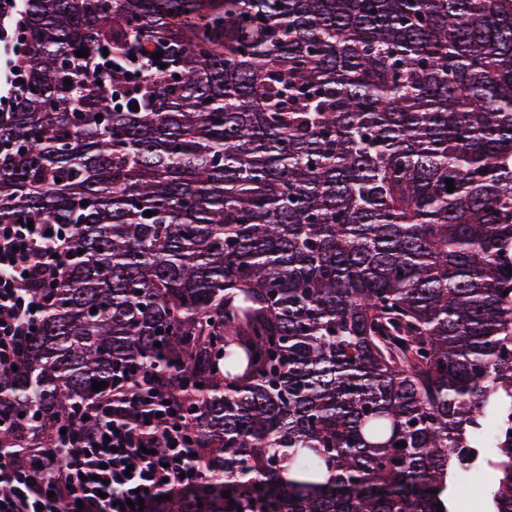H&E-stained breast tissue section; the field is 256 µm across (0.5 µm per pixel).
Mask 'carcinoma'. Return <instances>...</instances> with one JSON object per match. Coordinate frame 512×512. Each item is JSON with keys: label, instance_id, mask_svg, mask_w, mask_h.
<instances>
[{"label": "carcinoma", "instance_id": "1", "mask_svg": "<svg viewBox=\"0 0 512 512\" xmlns=\"http://www.w3.org/2000/svg\"><path fill=\"white\" fill-rule=\"evenodd\" d=\"M22 28L0 224L74 248L0 369V452L149 385L203 485L150 512H458L512 400V0H26ZM143 44L167 67L98 70Z\"/></svg>", "mask_w": 512, "mask_h": 512}]
</instances>
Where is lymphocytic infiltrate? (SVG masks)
<instances>
[{"mask_svg":"<svg viewBox=\"0 0 512 512\" xmlns=\"http://www.w3.org/2000/svg\"><path fill=\"white\" fill-rule=\"evenodd\" d=\"M20 49L0 35V110L20 89ZM71 254L61 227L0 224V368L15 365L27 336L41 322L46 295ZM134 410L135 419L123 418ZM91 432L44 449L37 469L0 456V512H140L157 499H181L201 478L200 459L181 412L159 393L125 389L89 412Z\"/></svg>","mask_w":512,"mask_h":512,"instance_id":"lymphocytic-infiltrate-1","label":"lymphocytic infiltrate"}]
</instances>
